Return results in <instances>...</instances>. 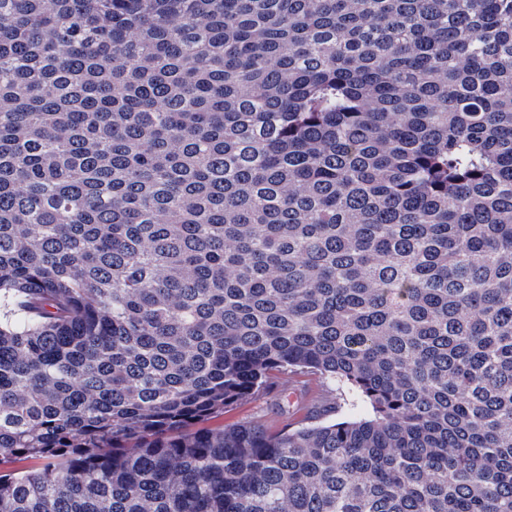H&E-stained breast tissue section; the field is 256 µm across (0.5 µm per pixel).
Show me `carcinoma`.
Instances as JSON below:
<instances>
[{"label": "carcinoma", "instance_id": "carcinoma-1", "mask_svg": "<svg viewBox=\"0 0 512 512\" xmlns=\"http://www.w3.org/2000/svg\"><path fill=\"white\" fill-rule=\"evenodd\" d=\"M0 512H512V0H0ZM334 389L330 380L305 370L278 374L260 393L224 408V413L208 417L197 427L219 429L256 422L275 432L288 424L309 422V418L327 422L347 417L346 408L336 414Z\"/></svg>", "mask_w": 512, "mask_h": 512}]
</instances>
